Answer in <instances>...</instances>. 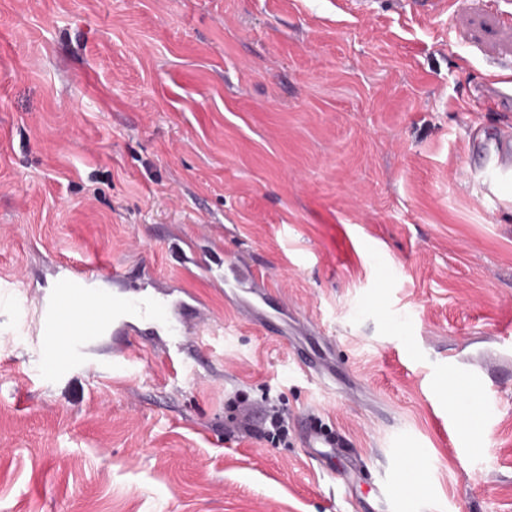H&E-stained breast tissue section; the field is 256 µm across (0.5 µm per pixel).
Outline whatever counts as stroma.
I'll return each instance as SVG.
<instances>
[{
  "instance_id": "obj_1",
  "label": "stroma",
  "mask_w": 512,
  "mask_h": 512,
  "mask_svg": "<svg viewBox=\"0 0 512 512\" xmlns=\"http://www.w3.org/2000/svg\"><path fill=\"white\" fill-rule=\"evenodd\" d=\"M512 0H0V512H512ZM196 242L265 273L217 291ZM76 258L156 264L210 316L177 376L48 366L30 287ZM256 307L254 320L241 317ZM286 321V334L263 319ZM501 359L482 422L448 356ZM284 392L287 443L241 436ZM320 418L349 444L311 458ZM477 147L495 174L493 179L486 181V185L498 191L509 187L512 183V140L485 135L477 140Z\"/></svg>"
}]
</instances>
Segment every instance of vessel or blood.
Segmentation results:
<instances>
[{"label": "vessel or blood", "instance_id": "b4317fda", "mask_svg": "<svg viewBox=\"0 0 512 512\" xmlns=\"http://www.w3.org/2000/svg\"><path fill=\"white\" fill-rule=\"evenodd\" d=\"M477 146L494 172L490 187L512 186V140L484 137ZM156 271L149 266L131 270L113 267L109 277L92 261L65 260L54 264V278L34 305V333L40 348L56 365L91 360L100 337L112 336L113 366L129 362L139 336L152 345L170 373H178L191 352V339L206 326L207 314L189 305L184 282L170 281L161 292L145 291ZM306 447H342L340 438L310 426L303 432Z\"/></svg>", "mask_w": 512, "mask_h": 512}]
</instances>
